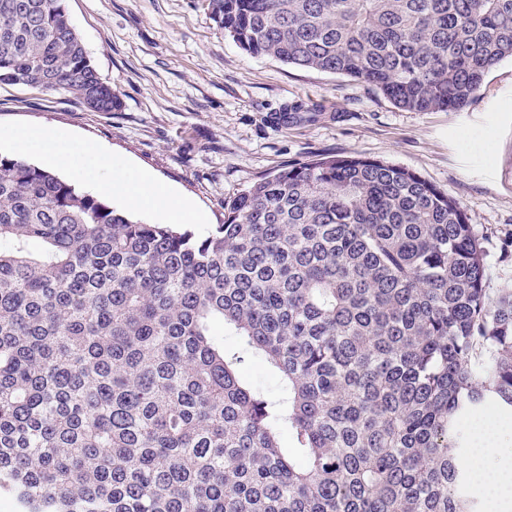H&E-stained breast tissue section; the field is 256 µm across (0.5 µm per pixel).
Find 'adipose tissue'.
<instances>
[{
    "instance_id": "obj_1",
    "label": "adipose tissue",
    "mask_w": 512,
    "mask_h": 512,
    "mask_svg": "<svg viewBox=\"0 0 512 512\" xmlns=\"http://www.w3.org/2000/svg\"><path fill=\"white\" fill-rule=\"evenodd\" d=\"M51 159L58 165L81 161L110 170L104 190L122 194L133 206L152 209L178 222H191L196 218L193 209L177 200L165 186L144 176L130 181L125 171L112 169L109 158L92 145L81 146L74 155L62 151L52 153ZM511 430L512 424L505 421L484 425L474 437L473 448L459 461L460 468L482 484L489 512H512V465L505 463L495 468L488 465L489 459L499 452L503 435Z\"/></svg>"
}]
</instances>
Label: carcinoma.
I'll return each mask as SVG.
<instances>
[{"instance_id": "cac0c4a2", "label": "carcinoma", "mask_w": 512, "mask_h": 512, "mask_svg": "<svg viewBox=\"0 0 512 512\" xmlns=\"http://www.w3.org/2000/svg\"><path fill=\"white\" fill-rule=\"evenodd\" d=\"M246 53L461 110L512 0H208ZM0 84L121 102L63 0H0ZM415 172L324 156L204 237L0 155V492L17 512H474L460 419L512 410V289ZM262 364L272 395L243 380Z\"/></svg>"}]
</instances>
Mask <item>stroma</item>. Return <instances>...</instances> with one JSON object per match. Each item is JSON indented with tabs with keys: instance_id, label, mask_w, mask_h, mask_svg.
<instances>
[{
	"instance_id": "35a3bbf8",
	"label": "stroma",
	"mask_w": 512,
	"mask_h": 512,
	"mask_svg": "<svg viewBox=\"0 0 512 512\" xmlns=\"http://www.w3.org/2000/svg\"><path fill=\"white\" fill-rule=\"evenodd\" d=\"M100 77L121 100L87 109L72 94L0 85V153L20 129L94 145L131 179L149 176L208 234L224 204L281 167L361 155L416 172L457 200L487 252L489 293L512 289V58L459 111L411 112L367 83L255 57L225 37L208 0H63ZM300 101L311 122L281 123Z\"/></svg>"
}]
</instances>
